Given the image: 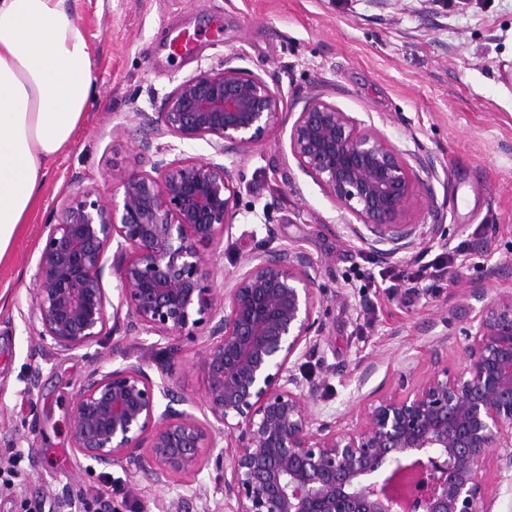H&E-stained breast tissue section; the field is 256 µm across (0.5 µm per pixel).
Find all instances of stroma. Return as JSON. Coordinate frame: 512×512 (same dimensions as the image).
<instances>
[{
	"label": "stroma",
	"mask_w": 512,
	"mask_h": 512,
	"mask_svg": "<svg viewBox=\"0 0 512 512\" xmlns=\"http://www.w3.org/2000/svg\"><path fill=\"white\" fill-rule=\"evenodd\" d=\"M94 58L95 97L71 147L50 164L30 223L0 258V512H71L105 496L113 512H234L224 472L161 486L135 467L90 465L71 446L75 397L93 369L140 365L171 380L202 415L198 361L208 344L105 333L58 355L31 330L40 236L65 198L94 185L104 200L113 171L142 168L141 113L199 71L225 62L277 84L283 124L248 154L224 163L240 187L239 213L223 241L204 246L224 287L257 250L293 249L318 264L324 326L298 377L318 385L319 422L345 429L372 400L413 389L434 361L467 364L465 332L486 298L512 293V0H67ZM199 33L190 57L169 61L165 42ZM320 95L383 132L432 189L405 219L406 236L384 240L340 210L302 173L289 135L304 102ZM450 250L449 281L415 278L416 259ZM405 273L398 287H370L382 265Z\"/></svg>",
	"instance_id": "35a3bbf8"
}]
</instances>
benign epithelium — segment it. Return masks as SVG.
I'll return each instance as SVG.
<instances>
[{
    "label": "benign epithelium",
    "instance_id": "obj_1",
    "mask_svg": "<svg viewBox=\"0 0 512 512\" xmlns=\"http://www.w3.org/2000/svg\"><path fill=\"white\" fill-rule=\"evenodd\" d=\"M284 99L262 76L229 63L204 70L168 94L163 111L142 114L143 146L169 135L207 141L213 158H145L149 169L116 176L120 195L85 187L44 225L29 324L69 353L112 332L194 339L207 329L204 419L192 403L140 366L93 369L74 408L75 452L107 467L127 462L152 483L197 475L224 436L235 512H491L487 465L512 468V294L486 304L467 331L466 368L435 366L412 390L372 400L352 429L318 423L317 384L290 367L324 331L317 264L302 252L259 251L222 288L211 284L200 246L232 228L239 206L234 177L218 157L245 155L281 123ZM289 148L339 209L382 235L403 237V219L428 186L381 132L335 104L307 100ZM112 257H107L112 244ZM115 272L118 303L104 287ZM164 409H159L160 400Z\"/></svg>",
    "mask_w": 512,
    "mask_h": 512
}]
</instances>
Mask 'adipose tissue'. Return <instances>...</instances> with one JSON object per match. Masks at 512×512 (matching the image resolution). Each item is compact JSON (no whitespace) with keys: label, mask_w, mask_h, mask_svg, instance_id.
Here are the masks:
<instances>
[{"label":"adipose tissue","mask_w":512,"mask_h":512,"mask_svg":"<svg viewBox=\"0 0 512 512\" xmlns=\"http://www.w3.org/2000/svg\"><path fill=\"white\" fill-rule=\"evenodd\" d=\"M94 91L91 48L65 0H0V257Z\"/></svg>","instance_id":"ef3b65f1"}]
</instances>
